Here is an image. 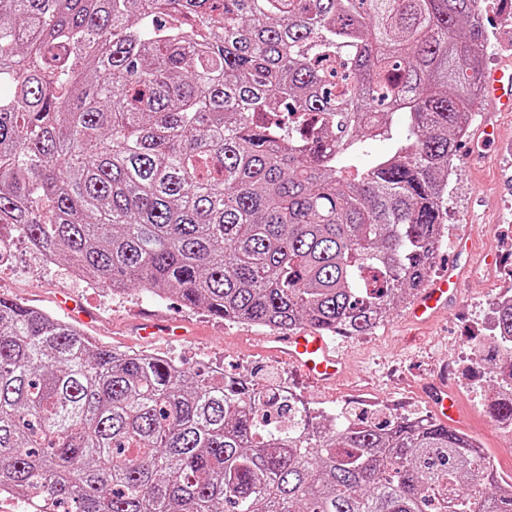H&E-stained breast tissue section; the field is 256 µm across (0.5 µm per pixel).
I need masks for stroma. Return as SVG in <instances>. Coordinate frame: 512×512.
Segmentation results:
<instances>
[{
  "mask_svg": "<svg viewBox=\"0 0 512 512\" xmlns=\"http://www.w3.org/2000/svg\"><path fill=\"white\" fill-rule=\"evenodd\" d=\"M489 41L485 69L512 64V0H481ZM498 145L479 144L480 112L461 141L448 179L444 236L433 264V276L445 274L455 260L454 244L468 235L476 248L499 251L500 265L473 266L462 294L432 325L411 327L409 302H401L367 336H336L345 356L341 378L332 384L308 380L294 365L268 350V329L213 318L185 307L173 295L158 296L133 289L117 296L100 285L77 278L68 263L44 264L25 242H17L13 263L0 269V296L15 299L59 318L61 302H82L91 316L82 326L94 343L121 350H144L190 367L221 366L225 375L248 377L258 386L289 387L314 415L328 416L345 407L384 409L400 417L434 415L430 397L421 389L423 377L444 368L448 385L459 397L464 414L456 427L476 438L503 476H512V432L500 430L486 400L493 387L487 367L470 362L473 348L490 336L481 321L488 301L512 289V112L496 116ZM168 319L181 325L178 336L146 340L138 334L143 317Z\"/></svg>",
  "mask_w": 512,
  "mask_h": 512,
  "instance_id": "1",
  "label": "stroma"
}]
</instances>
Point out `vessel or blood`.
<instances>
[{
    "label": "vessel or blood",
    "instance_id": "vessel-or-blood-1",
    "mask_svg": "<svg viewBox=\"0 0 512 512\" xmlns=\"http://www.w3.org/2000/svg\"><path fill=\"white\" fill-rule=\"evenodd\" d=\"M480 83V109L487 114L481 126V142L490 146L497 141V127L491 120L492 114L512 112V66L482 74ZM464 271L463 263L451 265L447 276L434 280L423 288L412 304V318L417 323L425 324L446 310L458 296ZM270 351L295 363L314 381L331 383L342 375L341 354L319 332L305 330L288 336L272 337ZM427 389L435 400L442 421H457L460 416L459 406L447 387L431 382Z\"/></svg>",
    "mask_w": 512,
    "mask_h": 512
}]
</instances>
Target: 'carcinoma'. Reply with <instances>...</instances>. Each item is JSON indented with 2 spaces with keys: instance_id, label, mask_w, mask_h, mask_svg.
Listing matches in <instances>:
<instances>
[{
  "instance_id": "cac0c4a2",
  "label": "carcinoma",
  "mask_w": 512,
  "mask_h": 512,
  "mask_svg": "<svg viewBox=\"0 0 512 512\" xmlns=\"http://www.w3.org/2000/svg\"><path fill=\"white\" fill-rule=\"evenodd\" d=\"M478 2L0 0V229L114 294L366 336L429 280ZM493 340L512 423V299ZM2 486L63 512H512L436 418L319 421L4 297Z\"/></svg>"
}]
</instances>
